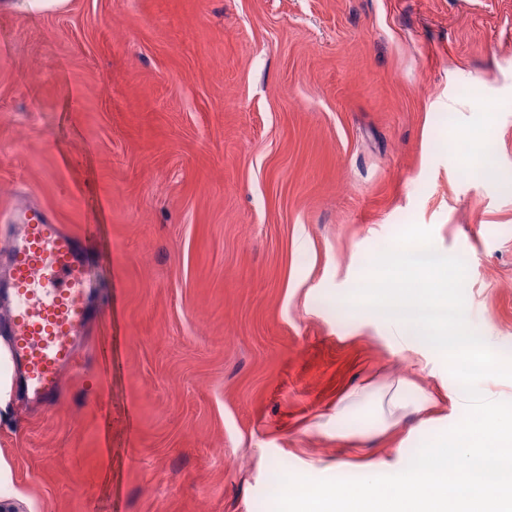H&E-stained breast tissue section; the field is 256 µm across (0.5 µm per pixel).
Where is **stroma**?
Instances as JSON below:
<instances>
[{
    "label": "stroma",
    "mask_w": 512,
    "mask_h": 512,
    "mask_svg": "<svg viewBox=\"0 0 512 512\" xmlns=\"http://www.w3.org/2000/svg\"><path fill=\"white\" fill-rule=\"evenodd\" d=\"M84 247L101 306L56 399L0 408V505L274 512L284 475L403 471L467 403L353 298L412 223L512 355V0H0V211ZM442 397L350 439L365 379Z\"/></svg>",
    "instance_id": "35a3bbf8"
}]
</instances>
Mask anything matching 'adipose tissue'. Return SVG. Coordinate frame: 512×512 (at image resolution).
Segmentation results:
<instances>
[{
	"instance_id": "1",
	"label": "adipose tissue",
	"mask_w": 512,
	"mask_h": 512,
	"mask_svg": "<svg viewBox=\"0 0 512 512\" xmlns=\"http://www.w3.org/2000/svg\"><path fill=\"white\" fill-rule=\"evenodd\" d=\"M375 400V414L371 429L382 433L398 424L408 412H422L431 408L434 401L423 394H414L410 382L399 380L376 386L374 381H367L363 386L346 394L336 407L333 419L336 423V435L348 437L345 427L350 415L358 409L363 401Z\"/></svg>"
}]
</instances>
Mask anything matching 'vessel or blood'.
Masks as SVG:
<instances>
[{
  "label": "vessel or blood",
  "instance_id": "1",
  "mask_svg": "<svg viewBox=\"0 0 512 512\" xmlns=\"http://www.w3.org/2000/svg\"><path fill=\"white\" fill-rule=\"evenodd\" d=\"M95 232L86 224L72 233L34 207L13 214L11 243L0 261V331L9 340L11 373L33 402L58 391L99 302L78 245Z\"/></svg>",
  "mask_w": 512,
  "mask_h": 512
}]
</instances>
